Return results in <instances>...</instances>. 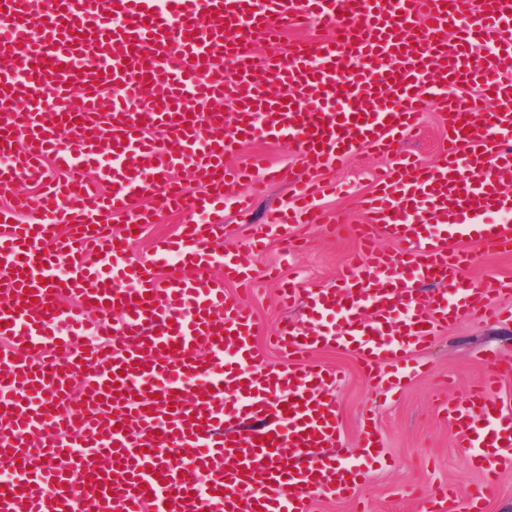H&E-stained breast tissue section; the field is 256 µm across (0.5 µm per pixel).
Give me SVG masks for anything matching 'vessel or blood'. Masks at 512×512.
<instances>
[{"label":"vessel or blood","instance_id":"vessel-or-blood-1","mask_svg":"<svg viewBox=\"0 0 512 512\" xmlns=\"http://www.w3.org/2000/svg\"><path fill=\"white\" fill-rule=\"evenodd\" d=\"M312 22L336 36L256 61L255 43ZM221 100L234 119L215 109ZM432 106L447 148L434 165L403 156L380 176L352 229L363 248L336 287L281 284L282 302L317 324L284 321L275 344L286 360L267 364L252 311L225 289L250 270L222 246L224 202L241 182L289 180L296 203L270 224L287 240L292 225L319 222L310 199L322 186L259 155L234 168L225 157L286 140L313 172L390 151ZM0 157V462L16 478L0 512H310L315 496L355 497L380 445L367 423L352 463L332 456L339 375L311 352L349 349L374 385L396 388L449 320L496 318V297L512 293V281H468L460 246L512 249V224L496 220L512 211L501 188L512 0H0ZM179 168L200 194L171 179ZM20 182L35 193L14 194ZM165 211L193 220L132 259ZM377 235L403 251L376 250ZM426 284L436 291L424 301ZM90 325L99 342L86 341ZM483 364L468 397L442 407L483 473L467 512H484L512 461V404L498 394L512 360ZM246 417L263 427L237 429ZM420 500L423 512H450L455 498L444 486Z\"/></svg>","mask_w":512,"mask_h":512}]
</instances>
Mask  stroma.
<instances>
[{"instance_id": "1", "label": "stroma", "mask_w": 512, "mask_h": 512, "mask_svg": "<svg viewBox=\"0 0 512 512\" xmlns=\"http://www.w3.org/2000/svg\"><path fill=\"white\" fill-rule=\"evenodd\" d=\"M445 146L442 118L430 110L421 118L419 133L402 141L399 148L430 165ZM392 162V157L365 151L326 168L322 177L335 183L336 190L318 198L316 208L329 220L359 223L361 200L377 173ZM239 191L251 197V208L241 213L232 203H225L223 242L252 256L253 281L245 299L259 326L256 344L264 359L276 365L282 358L268 344V336L281 317L299 321L303 312L296 307H281L277 285L266 276V268L277 267L283 277L297 280L304 288H331L336 286L337 271L357 242L348 234L328 238L315 225L295 224L292 234L304 239L306 245L299 252L287 254L275 238H261L260 232L269 213L287 204L288 184L270 183L259 191L243 185ZM464 246L473 256L467 274L470 282L478 285L491 277L512 279V253L489 255L469 240ZM497 305L503 312L499 321L463 317L449 323L445 334L416 356L417 362L430 366V374L406 380L394 394L372 390L350 351L327 348L314 352L317 363L344 375L334 392L343 431L340 458L347 462L359 453V422L366 414L374 416L383 448L380 456L369 463L356 500L320 495L312 502V512H420L417 492L445 483L456 485L460 491L455 512H466L465 494L480 475L466 466L467 451L457 445L438 405L446 398L463 397L467 386L482 372L479 357L493 351L512 358V294L501 296Z\"/></svg>"}]
</instances>
